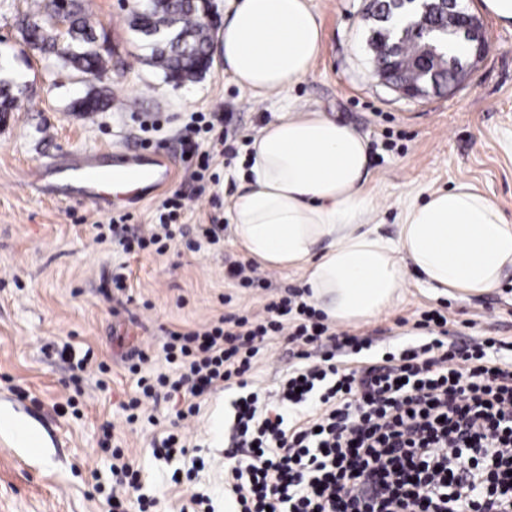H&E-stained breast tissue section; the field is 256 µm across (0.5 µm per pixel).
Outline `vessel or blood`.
Listing matches in <instances>:
<instances>
[{"instance_id":"b4317fda","label":"vessel or blood","mask_w":512,"mask_h":512,"mask_svg":"<svg viewBox=\"0 0 512 512\" xmlns=\"http://www.w3.org/2000/svg\"><path fill=\"white\" fill-rule=\"evenodd\" d=\"M168 177V163L161 155H129L100 150L72 156L64 167V178L73 190L98 202L106 201L105 187L148 183L160 186Z\"/></svg>"}]
</instances>
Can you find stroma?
<instances>
[{"label": "stroma", "mask_w": 512, "mask_h": 512, "mask_svg": "<svg viewBox=\"0 0 512 512\" xmlns=\"http://www.w3.org/2000/svg\"><path fill=\"white\" fill-rule=\"evenodd\" d=\"M38 3L0 0V65L20 88L16 110L0 123V414L23 419L44 443L32 450L0 431V512H106L112 474L99 443L107 422L126 458L139 466L140 492L157 500V512H182L194 492L209 497L213 512H234L235 500L224 491L232 446L224 420L237 387L200 398L186 455L168 460L154 456L152 439L173 418L169 403L154 409L155 423L132 426L120 405L135 392L128 366L138 353L147 356L143 373L167 371L161 353L167 329L260 312L268 294L231 277V263L246 259L231 241L193 251L181 240L166 253L130 258L117 245L96 243L98 224L124 212L134 226L153 223L161 201L183 183L190 161L174 136L195 112L232 114L227 131L234 152L213 165L218 184L190 202L184 222L192 228L228 218L242 192L238 174L249 166L248 145L290 104L367 135L368 187L384 206L385 235L394 234L409 198L461 184L489 196L512 224V24L498 22L482 0H468L487 31L488 54L454 92L410 99L375 73L370 38L377 24L367 0H310L324 30L321 51L302 81L259 102L225 73L217 50L202 79L165 81L145 64L129 28L134 0H88L106 64L99 79L84 80L68 68L47 73L21 36L22 20ZM96 91L107 94L109 108L75 112V103ZM154 119L161 131H143ZM104 149L160 153L170 176L108 206L77 194L53 196L62 185L55 168L65 155ZM122 263L130 271L126 301L110 291L112 271ZM430 310L447 317V338L457 345L487 336L512 342V270L499 288L480 296L440 295L410 283L395 307L350 331L371 337L373 353L397 354L425 338L420 322ZM63 343L71 360L55 352ZM293 351L284 337L268 340L247 375L250 386L274 395L302 365ZM81 359L87 368L74 373L71 363Z\"/></svg>", "instance_id": "stroma-1"}]
</instances>
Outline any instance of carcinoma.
<instances>
[{"label": "carcinoma", "mask_w": 512, "mask_h": 512, "mask_svg": "<svg viewBox=\"0 0 512 512\" xmlns=\"http://www.w3.org/2000/svg\"><path fill=\"white\" fill-rule=\"evenodd\" d=\"M41 9L48 17L64 11L67 28L61 32L28 20L21 28L28 47L41 54L49 68L70 67L83 76L100 75L104 61L82 0H44ZM130 27L147 51L148 63L159 69L165 79L194 82L210 69L213 35L196 0H138ZM456 47L455 43L448 44L446 66L436 69V81H448L455 59L460 57ZM16 103L14 81L0 76V120L15 109Z\"/></svg>", "instance_id": "carcinoma-1"}]
</instances>
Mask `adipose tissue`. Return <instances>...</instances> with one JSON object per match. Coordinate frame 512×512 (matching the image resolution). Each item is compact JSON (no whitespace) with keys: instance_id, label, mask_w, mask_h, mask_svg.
<instances>
[{"instance_id":"ef3b65f1","label":"adipose tissue","mask_w":512,"mask_h":512,"mask_svg":"<svg viewBox=\"0 0 512 512\" xmlns=\"http://www.w3.org/2000/svg\"><path fill=\"white\" fill-rule=\"evenodd\" d=\"M218 39L225 72L262 98L307 76L323 27L309 0H234ZM250 163L230 210L234 244L263 267L299 273L335 323L380 315L414 278L480 295L512 267V224L464 185L429 191L401 213L395 237L382 235L368 140L322 113L285 109L253 138Z\"/></svg>"}]
</instances>
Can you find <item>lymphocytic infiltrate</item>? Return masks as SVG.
I'll use <instances>...</instances> for the list:
<instances>
[{
    "mask_svg": "<svg viewBox=\"0 0 512 512\" xmlns=\"http://www.w3.org/2000/svg\"><path fill=\"white\" fill-rule=\"evenodd\" d=\"M224 118L199 112L180 132L184 152L203 157L188 174L190 193L167 196L157 223L144 229L130 227L128 215L110 217L97 242L113 241L128 255L150 248L161 254L187 238L180 222L186 201L204 193L213 158L230 151ZM202 134L210 137L205 154L197 142ZM329 331L295 291L256 315L168 331L161 347L168 371L145 376L139 364L129 367L139 393L122 405L126 420L135 423L145 406L164 399L177 421H186L205 393L242 388L232 403L235 445L251 454L230 466L240 512H351L365 492L377 498L378 512H512V359L502 356L511 342L488 337L461 351L423 339L354 369L328 355L292 372L275 399L263 402L247 391L245 375L266 338L287 337L302 359L305 346ZM309 404L312 417L289 425L290 412ZM486 447L496 454L495 487L481 467L457 465L459 456ZM112 458L108 512H127L139 472L120 449Z\"/></svg>",
    "mask_w": 512,
    "mask_h": 512,
    "instance_id": "lymphocytic-infiltrate-1",
    "label": "lymphocytic infiltrate"
}]
</instances>
